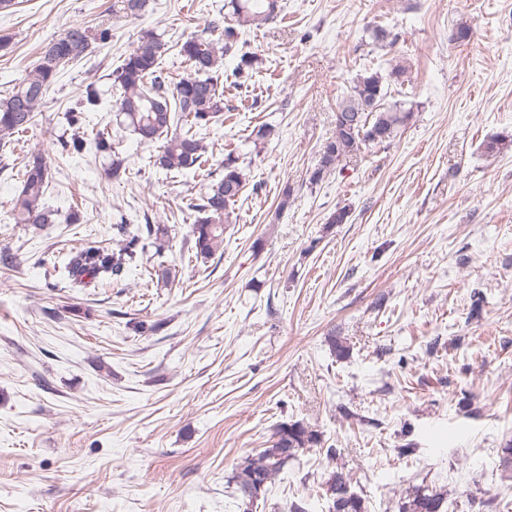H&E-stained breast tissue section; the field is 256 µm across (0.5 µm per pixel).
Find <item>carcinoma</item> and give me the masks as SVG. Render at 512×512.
<instances>
[{
  "label": "carcinoma",
  "mask_w": 512,
  "mask_h": 512,
  "mask_svg": "<svg viewBox=\"0 0 512 512\" xmlns=\"http://www.w3.org/2000/svg\"><path fill=\"white\" fill-rule=\"evenodd\" d=\"M230 7L237 25L242 26H261L281 9L279 0H230ZM210 28L221 31L220 41L191 36L180 44L179 54L189 73L176 82L169 80L161 65L165 43L152 32L141 35L113 73L119 87L114 108L123 116L125 128L141 144L164 139L153 165L166 171H191L207 182L206 191L192 204L198 217L190 239L195 258L203 260L223 251L229 206L237 201L248 182L245 170L231 156L217 169L206 167V147L197 137L199 130L210 127L224 115V97L219 93L224 56L235 53L240 35L236 25L224 26L220 19L212 21ZM110 37L107 28L93 33L78 25L50 41L34 69L0 100V145L11 142L14 136L34 124L36 112L62 66L91 53L92 42L105 43ZM255 60L253 53L239 56L231 74L237 84H244ZM385 82L386 78L378 71L357 77L350 94L337 106L335 132L321 149L319 163L308 177L310 185L319 184L340 161L361 153L363 148L392 144L412 119L413 112L397 104H383L387 94ZM180 120L184 129L172 130ZM89 141L99 153L112 151L110 136L103 130L90 140L75 133L71 140L61 142V146L68 154L80 155ZM511 145L512 134H499L486 140L483 150L494 155ZM48 171L41 153L30 154L24 165L22 189L11 209L14 223L35 228L56 223L57 211L43 200ZM164 235L165 229L159 225L128 224L120 219L112 225V243L117 250L96 245L69 254L63 271L65 287L83 288L90 276L124 278L137 265L146 240ZM321 442V434L302 422L279 425L271 445L245 457L230 479L243 502V512H251L257 502L249 494L250 490L259 487L260 496H265L269 484L297 453L315 448ZM327 499L329 512H368L365 499L353 492L339 500L334 494ZM447 508V493L420 487L406 491L398 504L399 512H447Z\"/></svg>",
  "instance_id": "obj_1"
}]
</instances>
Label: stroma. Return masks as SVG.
Returning <instances> with one entry per match:
<instances>
[{
    "mask_svg": "<svg viewBox=\"0 0 512 512\" xmlns=\"http://www.w3.org/2000/svg\"><path fill=\"white\" fill-rule=\"evenodd\" d=\"M114 2L0 9V98L72 25L112 33L61 69L35 124L0 149V256L12 258L0 263V512H242L236 466L295 421L322 443L255 512H328L322 485L340 466L369 512H398L415 486L447 491L448 512H512V147L482 150L512 131V0H282L273 21L243 27L252 77L225 88L223 122L200 135L211 164L235 153L251 186L207 261L185 245L199 179L153 167L158 145L117 124L113 73L150 31L165 72L183 77L177 43L207 35L226 0H149L137 18ZM377 25L393 47L373 44ZM460 26L468 41L453 40ZM398 63L385 102L413 113L401 135L309 185L337 104L359 74ZM90 84L100 100L83 126L111 131L121 183L110 157L59 144ZM263 124L275 133L258 151ZM39 150L59 222L36 231L10 211ZM343 207L347 223L327 225ZM123 213L166 225L161 250L122 280L58 287L55 265L86 241L111 245ZM161 268L170 282H151Z\"/></svg>",
    "mask_w": 512,
    "mask_h": 512,
    "instance_id": "obj_1",
    "label": "stroma"
}]
</instances>
